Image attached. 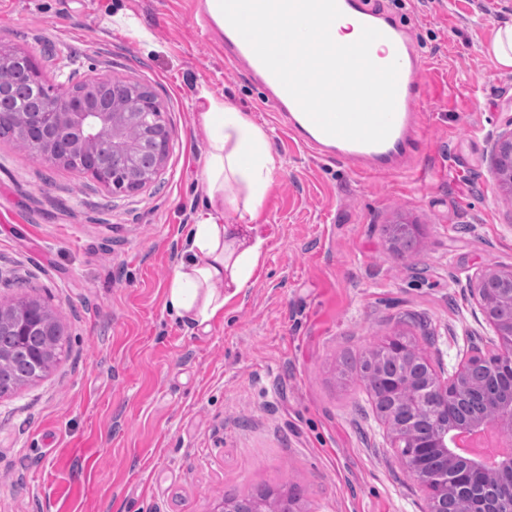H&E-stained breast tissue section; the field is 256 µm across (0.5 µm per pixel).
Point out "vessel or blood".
<instances>
[{
  "label": "vessel or blood",
  "mask_w": 512,
  "mask_h": 512,
  "mask_svg": "<svg viewBox=\"0 0 512 512\" xmlns=\"http://www.w3.org/2000/svg\"><path fill=\"white\" fill-rule=\"evenodd\" d=\"M229 26L220 43L228 61H245L266 85L279 95V111L288 115V129L296 140L315 152L355 164L370 162L374 171L393 169L411 153V134L418 114L411 95L421 61L404 30L383 18L370 0H219ZM353 11L368 21L379 22L392 46L386 63L391 74L387 103L378 111L368 108L361 87L351 89L349 106L342 111L321 112L315 104L289 88L288 73L278 56L258 52L254 36L261 23L290 17L298 29H306L310 17L335 21L337 13Z\"/></svg>",
  "instance_id": "1"
}]
</instances>
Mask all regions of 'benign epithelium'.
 <instances>
[{
	"label": "benign epithelium",
	"instance_id": "7a95c632",
	"mask_svg": "<svg viewBox=\"0 0 512 512\" xmlns=\"http://www.w3.org/2000/svg\"><path fill=\"white\" fill-rule=\"evenodd\" d=\"M27 59L25 54L0 50V100L15 98L14 73L18 68L24 69L27 78L29 108L14 113L22 133L35 128L48 145L65 137L70 152L87 163L82 173L106 186L111 185L115 171L121 172L126 191L137 190L153 179L168 156L172 130L163 120L160 101L148 88L114 79L112 102L102 104L79 97L75 88L63 83H44L36 68L27 67ZM127 126L140 131L133 148L124 143ZM493 156L498 186L512 195V129L497 138ZM507 288H512V268L487 267L477 273L471 292L496 339L462 360L448 377L426 364L425 373L413 383L415 405L400 403L393 417L385 419L391 447L409 449L399 458L427 492L425 512H443L442 503L450 492L463 494L461 512H512V456L491 470L478 459L460 466L457 458L459 434L491 425L512 428V402L496 406L498 418L493 423L484 417L456 421L459 402L475 370L487 369L512 383V321H497L494 311ZM1 329L17 336L18 343L24 345L32 336L54 335L55 324L40 302L29 300L20 314L12 304L0 306ZM381 352L400 358L414 354L398 336L390 337ZM366 386L376 399H397L402 390V385L389 377L368 380ZM421 413L428 417L431 431L414 434L410 426ZM435 458L445 462L440 476L429 470Z\"/></svg>",
	"mask_w": 512,
	"mask_h": 512
}]
</instances>
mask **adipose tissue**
Segmentation results:
<instances>
[{
  "instance_id": "adipose-tissue-1",
  "label": "adipose tissue",
  "mask_w": 512,
  "mask_h": 512,
  "mask_svg": "<svg viewBox=\"0 0 512 512\" xmlns=\"http://www.w3.org/2000/svg\"><path fill=\"white\" fill-rule=\"evenodd\" d=\"M321 41L329 63L323 84L314 70L297 67L290 80L303 92L325 87L324 109L348 103L353 79L384 95L390 78L369 64L370 53L387 48L384 37L366 29L355 13L338 15L332 28L312 21L309 38ZM199 114L206 134L202 156L200 207L184 234L183 256L167 290L166 308L197 325L223 311L227 299L247 288L265 249L262 237H246L244 227L263 207L267 190L281 168L272 132L231 102L200 87Z\"/></svg>"
}]
</instances>
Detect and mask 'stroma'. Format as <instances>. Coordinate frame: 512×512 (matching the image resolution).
I'll return each instance as SVG.
<instances>
[{"instance_id": "35a3bbf8", "label": "stroma", "mask_w": 512, "mask_h": 512, "mask_svg": "<svg viewBox=\"0 0 512 512\" xmlns=\"http://www.w3.org/2000/svg\"><path fill=\"white\" fill-rule=\"evenodd\" d=\"M195 2L0 0V47L31 53L51 82L143 85L173 130L135 192L0 140V303H45L70 339L45 377L0 398V512H213L285 485L298 512H423L360 361L400 334L449 374L494 337L470 283L512 267L492 160L512 128V69L489 52L512 0H382L424 62L406 173L298 144ZM119 9L149 41L108 27ZM202 86L272 129L282 161L255 222L264 257L206 327L164 309L198 206ZM398 221L414 227L403 256L385 232Z\"/></svg>"}]
</instances>
